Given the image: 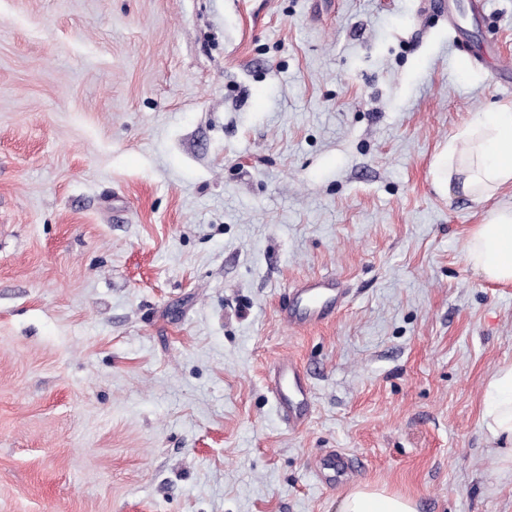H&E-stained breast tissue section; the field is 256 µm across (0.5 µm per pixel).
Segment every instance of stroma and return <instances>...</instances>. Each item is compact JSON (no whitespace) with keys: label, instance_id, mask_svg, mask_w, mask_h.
<instances>
[{"label":"stroma","instance_id":"1","mask_svg":"<svg viewBox=\"0 0 512 512\" xmlns=\"http://www.w3.org/2000/svg\"><path fill=\"white\" fill-rule=\"evenodd\" d=\"M486 2L456 32L448 0H0V512H336L364 485L512 512L483 424L512 285L463 253L512 185L433 172L512 106L450 46L512 60V0ZM320 274L343 309L286 328ZM270 388L288 427L300 428L309 416L312 394L303 372L292 359H283L273 366Z\"/></svg>","mask_w":512,"mask_h":512}]
</instances>
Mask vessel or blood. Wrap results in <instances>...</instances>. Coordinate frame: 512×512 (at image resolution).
<instances>
[{"label":"vessel or blood","instance_id":"obj_1","mask_svg":"<svg viewBox=\"0 0 512 512\" xmlns=\"http://www.w3.org/2000/svg\"><path fill=\"white\" fill-rule=\"evenodd\" d=\"M344 298L345 291L338 288L335 276H312L292 288L280 319L291 330L320 324L338 312ZM270 388L288 426L300 428L309 416L312 394L303 372L292 359L273 366Z\"/></svg>","mask_w":512,"mask_h":512}]
</instances>
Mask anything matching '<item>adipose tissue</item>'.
<instances>
[{
    "label": "adipose tissue",
    "mask_w": 512,
    "mask_h": 512,
    "mask_svg": "<svg viewBox=\"0 0 512 512\" xmlns=\"http://www.w3.org/2000/svg\"><path fill=\"white\" fill-rule=\"evenodd\" d=\"M435 185L448 191L460 179L469 195L488 198L512 184V107L481 114L436 154ZM467 262L487 281L512 283V206L492 211L464 242ZM483 420L512 460V363L499 367L484 392ZM338 512H417L415 502L385 489L359 486L345 494Z\"/></svg>",
    "instance_id": "adipose-tissue-1"
}]
</instances>
